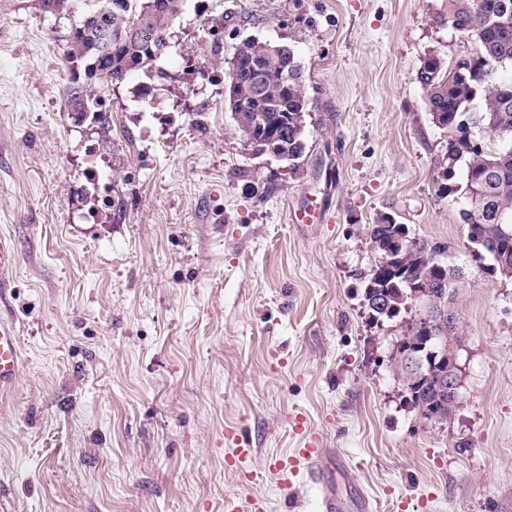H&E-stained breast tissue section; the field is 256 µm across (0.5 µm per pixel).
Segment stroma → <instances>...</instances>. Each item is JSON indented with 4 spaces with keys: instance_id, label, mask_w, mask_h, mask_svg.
Instances as JSON below:
<instances>
[{
    "instance_id": "stroma-1",
    "label": "stroma",
    "mask_w": 512,
    "mask_h": 512,
    "mask_svg": "<svg viewBox=\"0 0 512 512\" xmlns=\"http://www.w3.org/2000/svg\"><path fill=\"white\" fill-rule=\"evenodd\" d=\"M443 0H185L151 75L106 88L100 122L65 105L81 13L0 0V318L22 366L0 389L10 512H318L270 464L303 414L375 512H512V279L469 260L416 72L471 41ZM247 37L304 68L306 151L258 155L224 98ZM111 197L102 207L98 190ZM321 211L296 224L294 207ZM390 215L465 265L459 404L406 400L361 273ZM254 448L246 464L237 442Z\"/></svg>"
}]
</instances>
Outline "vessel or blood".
Instances as JSON below:
<instances>
[{
	"instance_id": "b4317fda",
	"label": "vessel or blood",
	"mask_w": 512,
	"mask_h": 512,
	"mask_svg": "<svg viewBox=\"0 0 512 512\" xmlns=\"http://www.w3.org/2000/svg\"><path fill=\"white\" fill-rule=\"evenodd\" d=\"M20 352L18 339L11 322L0 319V388L11 386L20 373ZM325 449L319 448L316 438H310L303 447L294 449L292 454L277 458L271 465L282 487L288 488L298 475H305L307 481L316 487L320 512H347L355 507L356 512H372L373 503L364 491H356L354 505H347L328 481Z\"/></svg>"
}]
</instances>
